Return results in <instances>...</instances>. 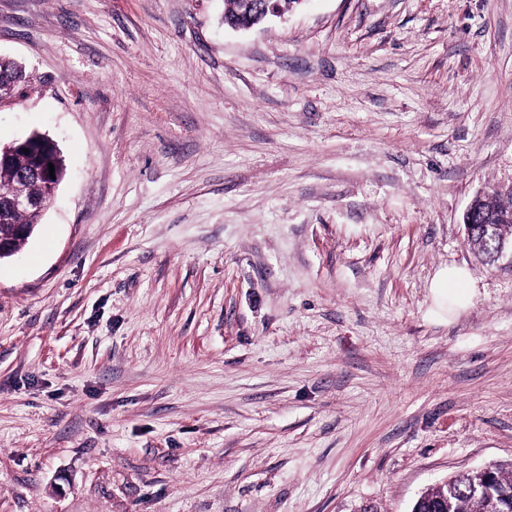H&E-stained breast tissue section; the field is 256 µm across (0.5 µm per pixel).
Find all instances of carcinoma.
Wrapping results in <instances>:
<instances>
[{"mask_svg":"<svg viewBox=\"0 0 512 512\" xmlns=\"http://www.w3.org/2000/svg\"><path fill=\"white\" fill-rule=\"evenodd\" d=\"M30 83L29 75L18 63L0 58V98L11 96L16 89ZM42 161V169L49 171L54 165L58 184L65 175V167L56 144L39 133L29 135ZM0 153L12 155V167L0 170V204L7 203V197L17 184L21 172L28 171V157L13 149V145L0 146ZM41 214L33 211H13L9 215L10 224H27L36 229ZM512 196L502 194H480L473 198L466 209L463 223L473 225V234L466 239L467 245L488 261H496V248L512 247ZM485 483L480 471H467L455 475L449 485L434 487L422 493L414 502V512H480L485 508L482 498L474 493L475 488ZM491 491L501 503V512H512V472L496 468Z\"/></svg>","mask_w":512,"mask_h":512,"instance_id":"cac0c4a2","label":"carcinoma"}]
</instances>
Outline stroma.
Returning <instances> with one entry per match:
<instances>
[{
    "label": "stroma",
    "mask_w": 512,
    "mask_h": 512,
    "mask_svg": "<svg viewBox=\"0 0 512 512\" xmlns=\"http://www.w3.org/2000/svg\"><path fill=\"white\" fill-rule=\"evenodd\" d=\"M0 56V144L67 166L0 262V512H410L512 469V253L463 224L512 189V0H0ZM247 2L246 9L249 11L252 22L257 19L268 20L274 16L281 15V0H244ZM252 13V15H251ZM29 77L15 61L0 58V98L12 96L20 85H29ZM27 137H29L35 149L40 154L42 169L48 174L50 180L58 185L65 175V167L56 144L39 133H33ZM49 163H53L54 165L55 179H52L49 175ZM430 288L434 304L448 315L465 310L476 293L467 271L457 266L438 270Z\"/></svg>",
    "instance_id": "1"
}]
</instances>
